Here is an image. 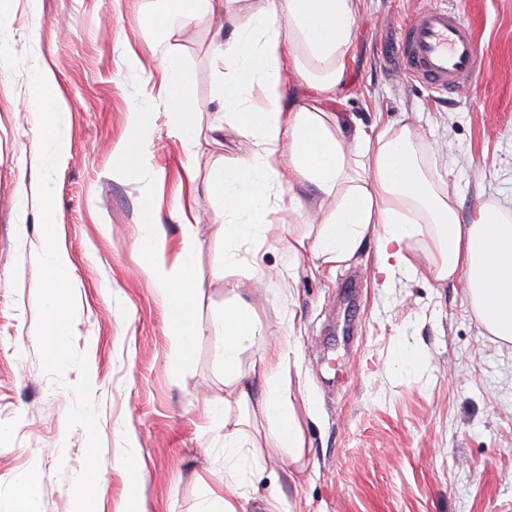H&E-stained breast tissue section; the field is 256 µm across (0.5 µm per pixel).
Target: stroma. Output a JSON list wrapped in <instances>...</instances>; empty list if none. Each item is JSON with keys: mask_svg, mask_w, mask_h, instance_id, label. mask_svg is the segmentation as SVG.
<instances>
[{"mask_svg": "<svg viewBox=\"0 0 512 512\" xmlns=\"http://www.w3.org/2000/svg\"><path fill=\"white\" fill-rule=\"evenodd\" d=\"M455 10L472 28L478 70L469 88L444 99L387 69L419 9ZM155 0H12L0 28V512L23 479H36V512H73L72 487L86 453L83 428H68L78 369L54 381L41 367L37 256L43 246L39 121L31 72L46 63L67 105L69 148L53 181L54 220L70 263L74 344L87 357L98 409L102 470L99 512H121L128 444L142 459L146 512H199L205 486L224 477V432L205 414L227 389L214 319L231 279L255 305L266 335H290L291 400L306 435L302 464L289 466L269 440L261 461L234 460L244 512H512V343L491 336L460 284L426 264L383 284L377 242L367 237L336 270L311 255L292 258L290 239L315 235L323 212L304 182L308 208L285 238L239 244L224 263L216 172L242 154L218 99L234 69L211 51L230 30L203 13L161 40L146 27ZM174 49L195 79L199 144L186 151L160 89L159 59ZM152 114L148 162L130 170L116 152L128 118ZM331 111L349 126L408 125L434 192L459 223L488 203L512 217V0H358L347 76ZM198 219L202 332L193 356L172 370L170 307L141 268L140 227L161 224L169 253L181 215ZM111 233H104V226ZM420 353L417 366L397 351Z\"/></svg>", "mask_w": 512, "mask_h": 512, "instance_id": "35a3bbf8", "label": "stroma"}]
</instances>
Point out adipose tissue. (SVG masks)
Instances as JSON below:
<instances>
[{"label":"adipose tissue","instance_id":"ef3b65f1","mask_svg":"<svg viewBox=\"0 0 512 512\" xmlns=\"http://www.w3.org/2000/svg\"><path fill=\"white\" fill-rule=\"evenodd\" d=\"M152 27L164 34L196 19L203 9L219 6L235 21L232 35L215 42L216 54L235 71L225 84L221 109L229 115L243 146L236 163L218 172L224 237L247 236L254 243L280 238L303 204L285 193L297 181L310 184L318 198H335L334 210L313 241L297 240L293 253L311 252L323 265L349 261L367 236L377 240V270L384 281L417 269L414 241L424 251L437 280L459 281L483 327L512 342V219L483 205L473 223H458L451 203L429 186L412 151L408 127L366 132L355 128L345 137L340 116L328 111L346 73L357 15V0H158ZM162 79L183 145L198 136L193 76L178 56L163 55ZM295 68L313 90V102L291 106L285 100L283 72ZM260 91L252 103V91ZM278 209L280 223L268 221ZM183 243L167 260L157 223L142 227V269L173 304L169 334L173 368L188 362L198 327L192 301L201 283L193 256L196 230L182 226ZM220 357L230 387L225 404L258 403L263 427L293 464L305 455L306 438L290 398L291 342L263 334L251 305L243 299L225 306L221 316ZM263 340L264 389L255 394L242 373L240 357Z\"/></svg>","mask_w":512,"mask_h":512}]
</instances>
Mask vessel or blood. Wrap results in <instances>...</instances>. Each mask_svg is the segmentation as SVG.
Wrapping results in <instances>:
<instances>
[{"mask_svg":"<svg viewBox=\"0 0 512 512\" xmlns=\"http://www.w3.org/2000/svg\"><path fill=\"white\" fill-rule=\"evenodd\" d=\"M390 53L404 75L438 92H454L477 72L473 32L458 13L445 8L413 15Z\"/></svg>","mask_w":512,"mask_h":512,"instance_id":"vessel-or-blood-1","label":"vessel or blood"}]
</instances>
